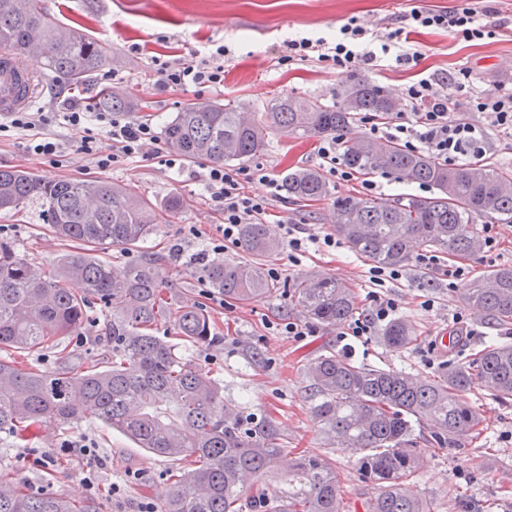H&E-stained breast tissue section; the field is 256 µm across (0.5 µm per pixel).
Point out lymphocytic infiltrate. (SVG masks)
<instances>
[{"label": "lymphocytic infiltrate", "mask_w": 512, "mask_h": 512, "mask_svg": "<svg viewBox=\"0 0 512 512\" xmlns=\"http://www.w3.org/2000/svg\"><path fill=\"white\" fill-rule=\"evenodd\" d=\"M493 10L484 0H466L454 10L411 9L405 23L397 28L368 30L357 19L343 24L334 40L302 37L284 43L280 64L315 61L323 67L355 72L368 68L378 55L394 54L397 64L415 66L419 55L407 52L409 32L415 29L444 30L466 42L495 38L500 30L493 19ZM229 50L214 45L206 58L177 63L156 61L158 85L163 89L203 90L224 85V59ZM406 109L397 113L394 122L380 124L372 115H364L363 123L375 139L402 142L412 151H424L439 162L453 165L464 157L482 158L485 154V135L468 121L454 117L446 94L440 93L434 80L423 78L404 91ZM77 130L78 150L98 169L107 170L115 164L141 156L146 145H155V156L167 167L182 165L179 155L160 147L153 123L130 117L124 112H91L72 98L64 99L52 112H9L0 120V133L10 130L29 132L27 149L50 164L63 165L69 152L58 138L44 135L43 130L56 121ZM110 140V149H103L101 140ZM208 201L221 214L224 223L219 237L210 239L213 253L239 245L242 225L254 224L266 216L278 198L280 185L264 167L231 169L221 164L203 167ZM257 181L268 188L262 196L246 192L247 183Z\"/></svg>", "instance_id": "obj_1"}]
</instances>
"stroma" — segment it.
<instances>
[{
  "instance_id": "1",
  "label": "stroma",
  "mask_w": 512,
  "mask_h": 512,
  "mask_svg": "<svg viewBox=\"0 0 512 512\" xmlns=\"http://www.w3.org/2000/svg\"><path fill=\"white\" fill-rule=\"evenodd\" d=\"M462 0H43L45 10L63 23L85 30L111 47L115 84L132 99L140 101L141 119L164 129L174 113L186 103L234 101L244 111L267 107L275 98L296 96L327 104L342 99L345 90L363 78L394 98L420 76L442 78L458 69L473 72L472 83L447 86L455 115L475 126L487 128L484 163L512 170V135L488 129L484 114L470 109L467 102L480 92L512 90V0H495L494 20L504 30L491 40L464 42L438 30H423L412 37L411 50L421 55L418 68L398 66L393 57L379 60L376 67L357 73L333 70L312 62L280 65L277 55L284 41L309 37L334 38L349 19L365 27H398L413 7L450 10ZM223 44L231 53L224 59L223 89L159 91L153 55L171 62L192 58L207 43ZM98 77L74 86L64 79L40 81L32 111L49 110L59 92L85 100L99 87ZM26 133L16 132L0 139V168H18L49 180H80L102 177L134 187L144 197L161 200L180 196L183 205L169 223L157 225L141 247L123 251H98L100 259L123 266L138 260L143 252L162 257L165 270L175 284L179 301L202 306L209 314L215 343L206 347L183 346L185 355L208 371L220 383L225 403L236 407L244 421H269L280 430L287 456L322 454L329 457L345 491L346 512H363L364 500L375 493V485L360 469L352 452L332 447L309 414L305 367L332 350L345 354L357 364L411 373L423 378L439 375L450 366L469 361L482 348L512 335L482 318L464 300L470 283L487 272L512 267V224L490 218L478 219L482 236L492 237V246L480 253L455 260L438 255L435 264L418 260L399 269L400 276L375 286L370 279L372 265L356 255L344 239L335 248L310 247L290 258L284 240L286 225L298 224L310 233L333 234L332 202L292 204L287 198L274 202L265 222L278 251L263 260L265 267L281 273L278 290L271 296L240 302L225 299L218 304L204 294V266L195 257L209 238L218 234L221 222L207 201L201 178L195 177L198 163L186 170L162 166L158 159L139 157L101 171L85 157L71 156L64 166L49 167L44 159L24 149ZM319 139L300 140L277 134L269 147L247 161V168L264 167L275 175L296 167H318ZM37 208L22 212L0 211V240L9 241L16 251L47 266L71 251V243L59 240L42 227ZM193 224L202 238L179 242L181 225ZM182 254H174V245ZM464 267L462 279L449 282L448 271ZM314 273L343 278L349 283L362 312L371 309L373 292L393 298L396 318L410 323L417 342L400 351L386 349L377 335L361 338L342 335L340 327L327 326L308 318L295 305L292 284ZM433 308H426L425 300ZM462 315L471 333L450 342L447 350L434 345L444 330L454 329V315ZM111 309L94 304L87 321L75 332L61 337L73 360H94L111 354L107 337ZM293 321L307 327L309 334L297 339L279 329ZM479 410L483 423L471 440L459 448H427L423 466L417 471L415 491L426 499L433 512H512V400H501L477 384L467 395ZM89 438L94 441L108 468L100 475V486L88 491L81 482L86 462L77 456H55L61 442ZM54 456L53 465H33L31 452ZM184 462L160 458L136 448L117 432L88 416L66 429L45 427L28 438H0V474L23 484L33 495H54L95 503L99 512H137L139 504L162 507L174 474ZM118 483L121 496L108 492Z\"/></svg>"
}]
</instances>
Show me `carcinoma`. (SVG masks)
I'll return each mask as SVG.
<instances>
[{
  "label": "carcinoma",
  "mask_w": 512,
  "mask_h": 512,
  "mask_svg": "<svg viewBox=\"0 0 512 512\" xmlns=\"http://www.w3.org/2000/svg\"><path fill=\"white\" fill-rule=\"evenodd\" d=\"M1 50L22 61L37 57L45 75L63 76L76 86L114 62L109 47L49 15L42 0H0ZM91 107L139 109L109 87L98 91ZM396 109L395 100L379 87L359 80L332 105L288 96L261 112H244L229 102L188 103L166 125L163 138L190 161L242 163L263 152L275 133L321 137L348 127L361 112L386 118ZM343 159L362 173L389 172L435 189L430 197L336 198V232L376 266L406 265L418 247L454 258L472 256L484 245L474 228L476 217L512 223L509 170L448 167L394 141H350ZM280 186L292 201L330 196L329 185L310 168L286 171ZM32 206L61 240L131 249L156 225L175 217L181 201L176 196L153 201L104 179L55 181L0 169V210ZM241 245L252 259L210 262V286L240 301L271 295L275 285L260 257L278 244L267 225H243ZM70 282L82 288H71ZM293 295L309 318L323 324H340L359 313L352 291L322 274L295 283ZM95 300L112 307V356L52 371L28 370L13 358H0V433L22 440L34 428H63L90 412L148 453L190 462L176 475L163 512H346L330 459L301 455L283 463L273 423L246 427L224 404L217 380L182 357L177 344L153 334L158 323L170 319L181 341L198 347L215 341L205 309L174 300L159 257L148 254L118 269L74 251L47 269L0 241V350L57 349V337L77 330ZM465 301L497 326L511 325L512 268L474 281ZM379 340L401 350L415 344L417 336L409 324L394 320L381 329ZM305 375L311 417L331 444L359 456L365 477L377 485L364 512H432L414 491L420 447L460 448L472 437L482 423L466 399L474 385L512 399V344L487 346L432 379L366 367L334 351L314 358ZM270 477L283 484L275 498L264 491ZM0 512L96 510L67 498L32 496L0 477Z\"/></svg>",
  "instance_id": "carcinoma-1"
}]
</instances>
